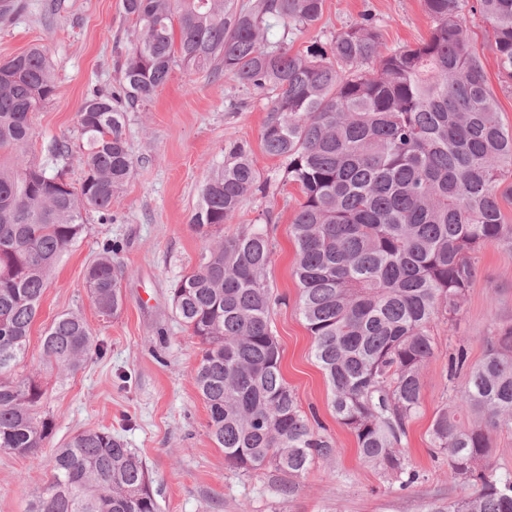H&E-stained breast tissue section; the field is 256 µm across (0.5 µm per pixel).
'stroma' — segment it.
<instances>
[{
	"mask_svg": "<svg viewBox=\"0 0 512 512\" xmlns=\"http://www.w3.org/2000/svg\"><path fill=\"white\" fill-rule=\"evenodd\" d=\"M24 10L0 19V60L41 44L48 48L58 96L33 115L29 156L43 161L53 139L77 141L76 113L97 87L120 89L115 49L125 44L128 24L121 0H24ZM463 11L471 43L481 55L506 128L512 129V94L500 92L499 66L490 45L491 24ZM370 15L383 48L415 45L431 21L421 0H325L322 19L292 37L294 49L312 40L331 41L341 29ZM266 91L227 76L211 81L175 69L168 83L138 110L129 112L127 137L135 161L132 178L112 200V217L89 212L87 234L54 269L41 313L31 329L25 372L39 374L48 390L47 408L55 434L39 464L0 451V512H26L48 472L53 448L83 428L112 430L146 462L161 512H432L471 493L454 481L448 460L433 453L429 427L435 411L451 401L468 379L467 370L449 372L448 361L465 350L469 362L485 354L494 325L512 324V251L484 245L476 255V278L454 325L436 320V353L423 369V403L403 440L416 478L405 485L362 462L352 434L329 405L331 393L312 355V338L299 309L293 276L296 248L290 223L303 199L294 185L275 182L279 162L261 147ZM248 143L267 196L242 205L225 234L242 224L267 225L275 248L267 270L275 305L271 325L282 350L281 370L303 410H315L339 448L331 460L315 461L296 485L286 476L259 469L242 473L224 460L208 430V413L191 379L200 348L174 318L170 286L195 268L205 239L190 225L200 188L223 162L226 141ZM122 246L129 269L122 282L124 306L118 317H102L84 287L87 266L106 241ZM67 311L85 317L105 353L77 374L62 378L46 369L40 336Z\"/></svg>",
	"mask_w": 512,
	"mask_h": 512,
	"instance_id": "obj_1",
	"label": "stroma"
}]
</instances>
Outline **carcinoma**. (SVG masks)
<instances>
[{
	"label": "carcinoma",
	"instance_id": "cac0c4a2",
	"mask_svg": "<svg viewBox=\"0 0 512 512\" xmlns=\"http://www.w3.org/2000/svg\"><path fill=\"white\" fill-rule=\"evenodd\" d=\"M463 0H422L432 22L414 46L385 50L364 16L293 53L271 43L270 20L301 32L325 0H121L132 23L117 56L121 92L95 88L77 111L81 144L45 146L49 163L76 158L79 186L24 158L33 112L57 95L48 50L34 45L0 62V450L37 460L54 431L47 389L17 375L48 280L88 231L85 214H109L132 176L126 112L142 106L177 67L230 75L268 91L261 142L284 183L304 195L291 223L299 309L336 420L362 461L408 475L407 423L423 401L434 356L432 321L453 325L488 242L512 250L500 199L512 196V132L497 109L480 54L461 16ZM493 28L502 91L512 93V0H476ZM250 145L224 143V163L201 186L190 224L212 241L197 268L170 288L172 312L202 345L193 384L224 460L244 473L272 469L288 486L317 459L340 453L302 410L281 371L271 329L278 299L267 281L273 241L264 224L221 236L247 198L266 194ZM118 244L85 271L98 312L119 315ZM484 358L464 389L433 418L430 444L454 479L477 487L448 512H512V478L487 466L490 431L512 427V325L485 337ZM44 362L74 374L103 349L83 316H57L41 336ZM27 512H159L152 479L134 449L108 429L73 434L52 454L49 479Z\"/></svg>",
	"mask_w": 512,
	"mask_h": 512
}]
</instances>
